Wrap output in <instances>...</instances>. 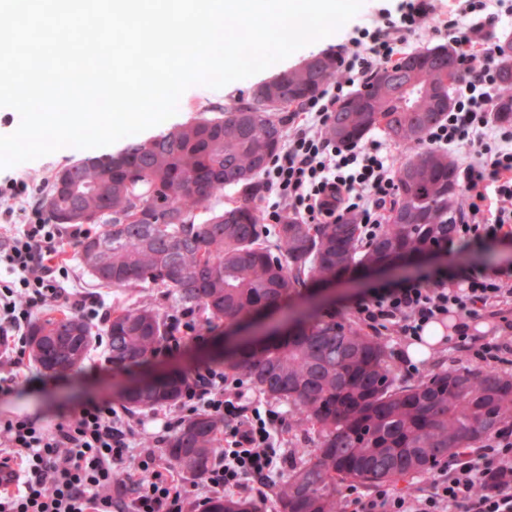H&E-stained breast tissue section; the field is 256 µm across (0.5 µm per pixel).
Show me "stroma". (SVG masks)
<instances>
[{
  "label": "stroma",
  "instance_id": "1",
  "mask_svg": "<svg viewBox=\"0 0 512 512\" xmlns=\"http://www.w3.org/2000/svg\"><path fill=\"white\" fill-rule=\"evenodd\" d=\"M391 0H363L353 22L345 23L332 35L295 51L264 71L249 78L231 82L222 88L213 89L203 85L190 87L181 97L176 114L165 122L141 132V139H149L179 126L197 113L218 115L224 105L247 98L250 90L275 74L288 70L302 58L317 55L345 42L354 24H363L375 18L381 8L391 7ZM87 150L73 147L62 148L50 155L15 166L0 168V180L8 177L26 182L31 194L50 193L56 172L76 161L86 158ZM419 272L429 273L449 281L455 280L460 269H484L495 276L505 271L512 272V238L501 239L482 247H452L443 259L418 261ZM406 279L404 273L388 277L370 276L360 271L352 272L335 280L334 284L314 282L301 293L288 299L289 307L295 308L306 301L321 303L335 308L337 314L355 319V307L364 300L398 287ZM198 338L187 343L171 356H156L149 362L131 366L124 370L108 369L98 354H90L78 366L60 379H46L45 372L36 363H29L30 384L20 386L14 393L0 396V421L16 416L40 418L52 425L59 422L62 413L77 402L95 398L108 399L121 404V387L130 379L156 374L178 368L187 372L210 366L223 368L224 357L215 350L219 339L225 338L223 323L210 321L207 314L194 312Z\"/></svg>",
  "mask_w": 512,
  "mask_h": 512
}]
</instances>
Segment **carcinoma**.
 <instances>
[{"label":"carcinoma","mask_w":512,"mask_h":512,"mask_svg":"<svg viewBox=\"0 0 512 512\" xmlns=\"http://www.w3.org/2000/svg\"><path fill=\"white\" fill-rule=\"evenodd\" d=\"M499 94L493 119L512 125V39L496 45ZM411 62L398 75L419 96L408 99L381 73ZM318 76L296 66L257 86L248 98L224 106L219 116L200 114L158 137L133 141L105 163L73 164L79 204L96 230L78 244L84 270L100 285L165 288L176 304L202 309L229 325L280 310L292 292L319 277H341L357 268L375 269L416 259L448 242L461 214L456 167L448 153L426 145L427 131L453 105L450 89L460 80L451 43L402 55L378 68L363 88L340 101L328 136L340 146L360 143L380 130L408 149L397 166V198L404 222L390 219L375 239L363 240L353 216L339 224H306L293 214L268 230L259 201L260 181L284 140L281 113L317 96L340 74L339 56H319ZM415 173H410L411 168ZM233 189L228 207H208ZM209 208L196 223V211ZM51 220L67 225L66 199L53 183L46 200ZM276 237L275 246L267 244ZM105 247L107 276L91 266L85 249ZM286 328L235 347L227 366L267 396L285 401L310 425L313 447L288 472L273 512H336L342 484L364 486L425 476L462 448H473L512 416V375L496 370L448 369L413 384H402L388 362L386 343L355 323L326 310L289 314ZM169 315L140 305L112 312L105 328L108 358L115 367L145 362L167 337ZM68 336L71 367L95 342L91 328L75 313L37 318L26 334ZM188 377L171 371L132 379L122 400L129 410L153 409L177 401ZM224 447V422L200 413L167 441L166 457L199 478ZM205 512H256L245 500L217 497Z\"/></svg>","instance_id":"cac0c4a2"}]
</instances>
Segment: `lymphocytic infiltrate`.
<instances>
[{"mask_svg": "<svg viewBox=\"0 0 512 512\" xmlns=\"http://www.w3.org/2000/svg\"><path fill=\"white\" fill-rule=\"evenodd\" d=\"M380 15L372 25L355 27L340 77L294 113L287 145L262 173L267 223H279L287 210L307 224H335L352 213L365 236L381 231L396 186L389 145L374 140L343 147L326 129L336 104L357 81L429 28L451 37L463 72L453 108L426 136L431 147L466 152L458 168L466 213L455 235L511 236L512 127L491 118L498 63L489 35L512 20V0H455L448 13L434 17L414 0H399ZM26 193L17 180L0 187V338L8 342L0 352V394L27 379L26 330L45 303L72 301L84 319L100 323L110 314L98 297L74 300L67 289L64 244L82 237L83 229L51 223L36 206L24 223H16L11 202ZM356 314L374 335L405 340L421 338L430 323L449 320L457 347L474 362L512 361V283L478 272L452 287L419 277L358 303ZM485 314L500 321L498 336L489 340L470 333L471 320ZM247 393L242 379L215 369L187 383L183 410L224 420V452L190 492L161 464L156 449L134 447L141 420L111 404L82 403L52 425L31 417L0 422V465L17 468L14 483L0 486V512H203L213 497L271 487L292 462L282 446L288 422L276 407L253 405ZM120 467L128 471L122 483L113 477ZM340 512H512V420L479 447L439 466L415 493L380 486L364 497L352 489Z\"/></svg>", "mask_w": 512, "mask_h": 512, "instance_id": "f902f5d3", "label": "lymphocytic infiltrate"}]
</instances>
